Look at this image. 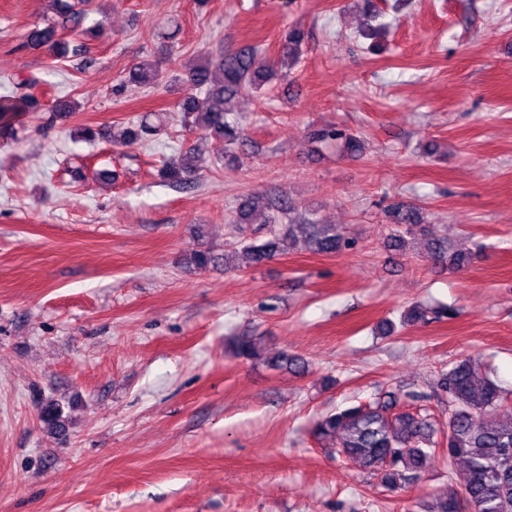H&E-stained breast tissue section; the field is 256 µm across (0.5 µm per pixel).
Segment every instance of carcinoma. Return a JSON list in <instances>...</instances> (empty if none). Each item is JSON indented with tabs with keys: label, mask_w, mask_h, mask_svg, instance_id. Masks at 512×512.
<instances>
[{
	"label": "carcinoma",
	"mask_w": 512,
	"mask_h": 512,
	"mask_svg": "<svg viewBox=\"0 0 512 512\" xmlns=\"http://www.w3.org/2000/svg\"><path fill=\"white\" fill-rule=\"evenodd\" d=\"M58 20H49L44 27L33 26L26 33V43L42 48L56 57L68 53L69 41L64 32L78 30L85 12L68 0H52ZM305 40L304 33L293 28L285 35L280 56L286 66L299 58ZM257 47L248 46L233 53L205 52L184 67L172 79L174 86L187 90L178 102L183 126L195 129L205 137L224 141L229 150L240 143L238 125L229 120L224 108L225 97L242 91L257 89L265 76L253 70ZM129 79L144 86L153 85L159 72L153 65L138 63L129 71ZM37 101L29 94L0 97V123L13 129L17 112H30ZM162 129V124L143 117L129 121L112 142L125 147L143 143L145 137ZM318 141H339L350 153L363 149L362 140L347 129L328 125L311 131ZM203 160L188 147L181 153L162 161L158 176L165 182L182 186L192 183L193 176L202 169ZM289 213V207L268 194L253 195L239 204L229 224L243 232L245 224L271 226L269 237L238 246L224 245L219 253L212 247L199 245L183 255L182 264L188 271H202L224 264L228 268L238 255L250 267L271 261L298 239L307 242L320 254L335 255L354 244L345 228L336 224H320L309 220L304 224H279ZM389 217L396 228L387 237L388 247L403 251L408 238L416 234L426 240L425 257L462 269L471 261V254L453 249L448 240L436 235L424 218L404 203L389 209ZM281 228H275V225ZM233 355L252 363H261L272 369L300 372L305 362L288 351L271 353L254 336H238L231 345ZM435 387L448 397L446 448L448 465L462 462L467 474L464 484L456 490L436 494L420 504V512H512V405L506 403L501 386L487 375L482 365L471 356H461L441 371ZM396 396L374 406H352L321 417L313 428L314 436L336 447V453L355 463L393 492L420 477L435 455V429L429 414L395 412ZM39 420L57 436L67 435V418L63 407L55 399L39 401Z\"/></svg>",
	"instance_id": "carcinoma-1"
}]
</instances>
